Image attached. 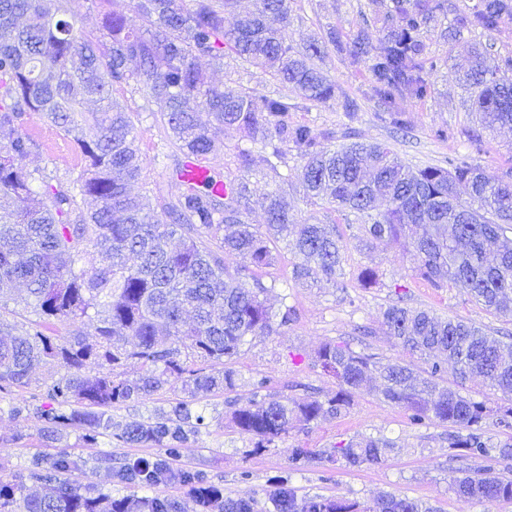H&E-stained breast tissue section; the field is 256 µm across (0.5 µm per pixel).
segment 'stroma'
I'll use <instances>...</instances> for the list:
<instances>
[{
  "instance_id": "stroma-1",
  "label": "stroma",
  "mask_w": 512,
  "mask_h": 512,
  "mask_svg": "<svg viewBox=\"0 0 512 512\" xmlns=\"http://www.w3.org/2000/svg\"><path fill=\"white\" fill-rule=\"evenodd\" d=\"M475 2L443 0V23L448 33L430 41L429 52L436 59L437 68L429 77L432 90L427 98L417 99L405 90L397 96L394 107H387L375 91L367 63H352L349 56L331 49L318 65L336 85L335 100L324 104L298 100L293 120L332 132L337 145L352 141L387 144L413 167L446 168L464 160L491 173L512 168V128L483 133L478 147L470 140L477 124L470 111V97L458 81L459 72L467 66L477 45L486 47L492 58L512 57V16L503 18L498 28L490 32L457 27V10ZM389 4L390 0H291L288 33L298 41L322 38L333 31L346 40L365 29L372 35V55H380L386 48L381 28ZM198 66L209 80L232 88L243 85L259 96L275 88L272 78L255 68L247 72L235 66L220 69L205 58L199 60ZM116 98L132 115L143 158L142 179L135 190L147 198L157 219L168 222L162 205L177 199L181 192L172 174L184 156L171 145L158 113L143 111L141 86L123 87ZM22 132L38 144L37 151L25 161L27 169L40 168L62 180L77 175L80 159L70 140L43 115L31 114ZM218 140L216 151L207 159L216 178L234 172V153L239 148H251L255 168H264L261 144L250 143L243 132L228 127L219 133ZM287 158L288 207L300 222L335 225L344 245L345 286L340 289L335 283L325 282L310 287L296 281V257L284 247H277L278 260L263 275L264 282L271 285L266 304L274 312L291 306L296 318L281 334L247 337L235 364L242 380L234 394L214 392L193 402V410L204 416L207 427L181 444L177 466L204 473L227 496L252 498L261 505L267 500L273 480L283 476L289 478L301 497L341 496L363 502L391 493L421 500L434 512H512V503L465 498L452 489L460 467L499 473L502 465L485 458L453 460L444 439L447 426L429 420L415 422L410 411L366 389L354 394L346 415L296 424L275 446L259 452L254 451L250 436L239 433L231 424L228 400L247 404L253 396L254 383L259 381L264 382L265 393L277 397L299 399L309 387L322 397L334 393L335 379L312 366L310 357L326 341L348 340L358 327L376 329L372 350L380 357L405 360L407 354L402 347L378 331L382 312L394 300L399 286L405 288L409 306L482 325L492 336L512 345V317L487 311L465 289L435 288L421 279L413 270L411 240L369 249L358 221L304 199L295 148H288ZM368 267L377 271L380 280L372 288L361 287L359 282ZM48 376L47 369H37L28 387L0 393V468L18 472L33 453H53L63 448L87 459L85 481L98 484L115 498L129 495V488L98 467V460L154 458L161 455V448L146 443L126 445L113 438L101 439L96 447L89 448L75 430L61 444L43 442L40 410L48 404ZM184 396L181 384L174 382L151 397L114 407L112 417L122 423L145 420L168 409L173 399ZM16 406L22 409L17 416L12 413ZM382 435L396 440L399 447L381 464L344 467L318 457L319 452L337 441ZM296 447L308 449L311 458L294 471L288 462V451Z\"/></svg>"
}]
</instances>
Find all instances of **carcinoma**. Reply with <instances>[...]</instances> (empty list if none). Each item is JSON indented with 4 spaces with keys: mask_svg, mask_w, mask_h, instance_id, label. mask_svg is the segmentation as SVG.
<instances>
[{
    "mask_svg": "<svg viewBox=\"0 0 512 512\" xmlns=\"http://www.w3.org/2000/svg\"><path fill=\"white\" fill-rule=\"evenodd\" d=\"M72 2L0 0V313H15L13 303L35 315L18 335L0 320V392L29 385L33 370L47 366L54 374L42 411L46 441L76 429L88 447L113 435L124 444L156 445L165 457L138 458L111 470L117 482L150 491L114 498L93 483H72V475L85 471L80 457L34 454L24 471H0V512H180L178 500L164 491L173 483L189 487L201 512H264L254 499L224 498L199 471L172 468L179 445L204 425L189 402L177 400L161 417L117 428L112 407L151 396L173 380L193 397L238 387L234 364L245 338L277 334L295 318L288 307L277 314L269 310L270 287L260 278L244 281L250 269L274 263L271 244L283 241L298 257L299 281L326 279L345 287L335 225L300 224L281 200L279 190L288 184L280 172L288 167L284 147L296 148L307 201L361 220L372 248L422 229L414 243L418 275L437 288H465L487 310L505 316L512 315V168L490 173L465 161L450 169L413 168L385 144L330 148L325 141L332 132L292 120L288 93L257 98L247 88L229 91L196 65L208 57L222 67L228 58L264 71L305 100L325 103L336 98V85L316 60L330 45L355 63L369 62L376 92L389 104L403 89L424 99L431 93L425 37L441 9L435 0H392L387 47L376 57L366 33L345 43L334 31L324 42L290 40L288 0H256L245 13L237 11V0H129L125 8L114 0L99 40L76 27ZM509 15L512 0H480L457 23L492 31ZM132 82L143 86L147 104L156 105L171 143L185 157L205 163L217 134L234 126L270 149L266 168L251 169L250 151L239 150L235 165L251 177L231 178L223 195L187 184L176 201L163 204L172 223H159L130 191L142 177L143 162L130 113L112 94ZM464 83L480 125L512 126V59L499 64L477 49ZM93 98L106 106L88 115L83 105ZM202 110L214 125L201 123ZM32 113L44 115L72 141L81 161L75 178L61 182L42 169H25L24 160L38 148L20 133ZM253 180L275 184L256 199L266 215L263 232L245 220ZM460 184L468 189L464 202ZM79 197L95 200L96 209L84 212ZM16 200L23 206L12 208ZM226 224L237 230L224 234ZM176 235L182 243L173 248ZM224 251L246 265L229 270L220 256ZM79 321L93 327L94 340L79 331L52 335L56 324ZM381 329L410 356L439 352L460 381L480 377L512 395V350L486 328L410 307L400 296L383 312ZM370 349L323 343L313 362L336 379L334 394L274 399L261 394L265 382L259 381L251 404L233 409L231 421L255 439V448H267L297 422L341 416L367 385L412 411L414 420L453 428L448 447L458 449L459 457L512 461V437L494 444L483 430L491 415L498 427L512 430V403L492 408L462 396L441 384L438 362L424 375L409 362H385ZM127 364L138 367L137 379L116 372ZM396 447L384 436L340 440L322 459L375 465ZM508 471L465 470L455 492L512 502L511 466ZM268 501L271 512H432L416 499L392 494L364 503L300 498L286 481L269 491Z\"/></svg>",
    "mask_w": 512,
    "mask_h": 512,
    "instance_id": "cac0c4a2",
    "label": "carcinoma"
}]
</instances>
